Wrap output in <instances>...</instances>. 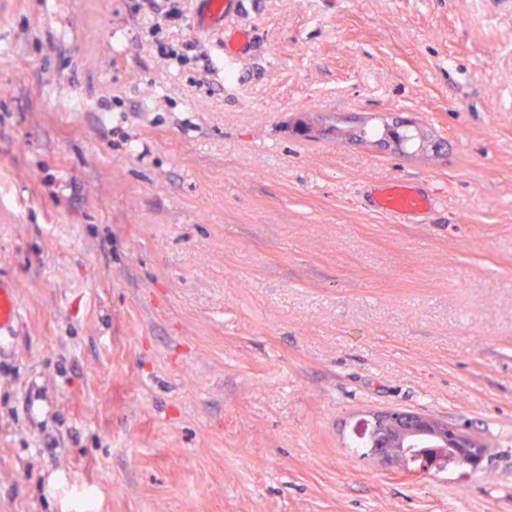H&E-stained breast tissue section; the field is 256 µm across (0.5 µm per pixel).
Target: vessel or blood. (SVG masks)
I'll return each mask as SVG.
<instances>
[{
  "mask_svg": "<svg viewBox=\"0 0 512 512\" xmlns=\"http://www.w3.org/2000/svg\"><path fill=\"white\" fill-rule=\"evenodd\" d=\"M242 5L243 0H194L196 28L207 30L219 26L224 30V66L229 71L247 58L254 42L251 30L224 25L225 18L240 11ZM371 198L377 211L397 219L422 217L436 206L427 193L407 182L374 186ZM20 315L15 288L0 279V337L10 334Z\"/></svg>",
  "mask_w": 512,
  "mask_h": 512,
  "instance_id": "obj_1",
  "label": "vessel or blood"
}]
</instances>
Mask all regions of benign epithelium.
<instances>
[{
	"label": "benign epithelium",
	"instance_id": "obj_1",
	"mask_svg": "<svg viewBox=\"0 0 512 512\" xmlns=\"http://www.w3.org/2000/svg\"><path fill=\"white\" fill-rule=\"evenodd\" d=\"M379 435L380 448L376 456L403 471L410 470L402 455L404 442L413 437L426 436L431 446L421 451L413 462L422 469L438 459H452L451 451L477 450L480 444L465 428L415 412L383 411L372 416Z\"/></svg>",
	"mask_w": 512,
	"mask_h": 512
}]
</instances>
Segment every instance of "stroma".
Returning <instances> with one entry per match:
<instances>
[{
	"label": "stroma",
	"mask_w": 512,
	"mask_h": 512,
	"mask_svg": "<svg viewBox=\"0 0 512 512\" xmlns=\"http://www.w3.org/2000/svg\"><path fill=\"white\" fill-rule=\"evenodd\" d=\"M131 5L0 0V512H512V0H244L230 74ZM392 409L483 470L356 454ZM163 33V27L157 22L152 25V34L156 37L155 43L158 53L165 59H176L181 64H188L191 59L198 61L200 57L206 59V66L208 65L207 57L200 53V55H189V52L197 49V44L191 41H183L180 45H174L164 39L157 38L159 34ZM371 198L377 211L397 219L424 217L436 207L433 198L407 182L376 185ZM16 289L0 277V341L10 336L11 329L21 315Z\"/></svg>",
	"instance_id": "obj_1"
}]
</instances>
